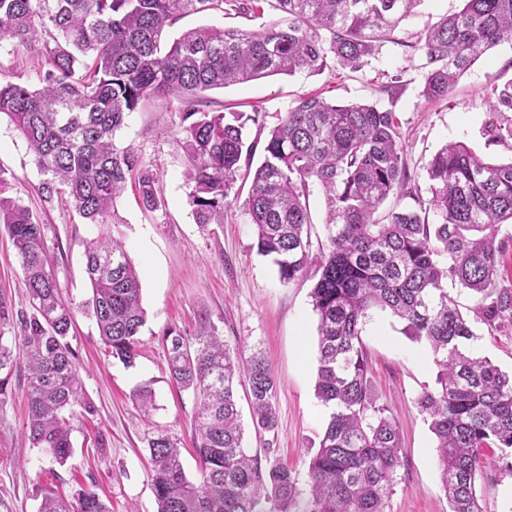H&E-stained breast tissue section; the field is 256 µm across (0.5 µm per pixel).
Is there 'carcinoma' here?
<instances>
[{
  "label": "carcinoma",
  "instance_id": "carcinoma-1",
  "mask_svg": "<svg viewBox=\"0 0 512 512\" xmlns=\"http://www.w3.org/2000/svg\"><path fill=\"white\" fill-rule=\"evenodd\" d=\"M263 0H0V43L22 45L43 61L36 83L0 81V116L26 141L43 176V200L72 208L87 224L118 223L127 186L144 208L162 206L159 176L117 140L129 115L157 98L179 101L189 194L198 224L224 223L246 144L259 112L204 108L215 89L334 65L357 71L420 0H273L274 21L259 29L200 26L171 37L187 13L264 14ZM512 41V0H462L425 36L422 94L448 98L483 53ZM492 112L512 111V82L494 90ZM428 201L410 183L394 112L372 101L300 99L272 127L252 172L247 207L257 252L271 256L289 283L312 262L308 197L326 205V244L310 297L318 319L315 392L332 409L309 463L300 512H386L404 466L397 422L372 394L362 333L372 314L390 312L405 335L426 342L436 387L417 400L430 420L450 512H483L477 481L486 450L512 457V375L470 350V320L447 282L477 297L474 317L488 328L512 313L499 281L512 238V162L492 164L464 142L443 145L427 164ZM412 209L378 216L391 197ZM436 222H429V213ZM5 226L28 286L31 312L11 343L0 333V372L27 369L26 437L64 465L71 420L94 415L68 336L73 308L62 295L45 246V227L19 199L0 197ZM93 315L105 352L127 366L140 356L146 323L139 274L122 240L99 232L86 242ZM172 382L197 402L198 479L188 478L178 443L147 439L157 512H289L299 497L292 471L264 477L244 447L234 396L245 386L256 431L276 430L277 383L260 355L242 359L215 331L189 339L163 334ZM39 512H112L94 492L42 493Z\"/></svg>",
  "mask_w": 512,
  "mask_h": 512
}]
</instances>
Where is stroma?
Masks as SVG:
<instances>
[{"label":"stroma","mask_w":512,"mask_h":512,"mask_svg":"<svg viewBox=\"0 0 512 512\" xmlns=\"http://www.w3.org/2000/svg\"><path fill=\"white\" fill-rule=\"evenodd\" d=\"M459 0H420L413 12L383 43L361 71L335 67L317 75H275L210 91L214 109L260 112L262 125L250 126L253 153L242 156L248 170L263 159L267 131L301 97L320 92L340 101L370 100L393 110L403 134L407 172L420 196L428 194L426 166L444 144L462 141L492 162L512 159V148L488 140L491 117L512 124V112L493 114V88L512 81V42L488 50L459 79L447 99L430 101L422 94L423 39L443 16L457 11ZM405 84L395 98L381 87L395 74ZM182 114L172 99H158L131 114L120 136L133 145L160 178L163 205L148 211L133 193L118 204L112 235L122 238L141 280L147 322L141 355L134 366L106 356L91 305L84 244L96 230L82 223L64 204L43 201L42 176L25 140L9 120L0 121V193L21 199L46 226V248L58 285L71 302L74 326L69 343L78 357L92 419L72 420L73 456L59 466L30 448L25 437L26 386L12 373L11 393L0 404V512H39L41 492L69 493L84 486L97 493L111 512H157L151 489L147 438L162 431L178 438L189 478L198 476L193 427L197 403L179 390L167 367L162 336L168 328L195 337L216 330L242 357L261 352L278 381L275 433L255 432L245 392L237 401L245 429L244 444L257 458L261 473L277 464L292 470L299 493L308 491L310 459L319 446L329 411L315 396L317 317L312 309L314 281L301 277L281 282L271 258L258 254L255 227L247 209L250 183L237 179L231 203L220 224H196L185 173ZM0 294L13 310L28 309L20 262L5 229L0 228ZM476 345L503 371L512 372V322L496 332L474 324ZM363 340L370 356V379L378 406L400 428L404 465L389 499L388 512H448L440 480L435 439L416 401L435 386L436 366L430 347L411 340L389 313L377 312L366 323ZM151 389L156 408L142 415L135 395ZM483 512H512V470L491 453L478 480Z\"/></svg>","instance_id":"1"}]
</instances>
